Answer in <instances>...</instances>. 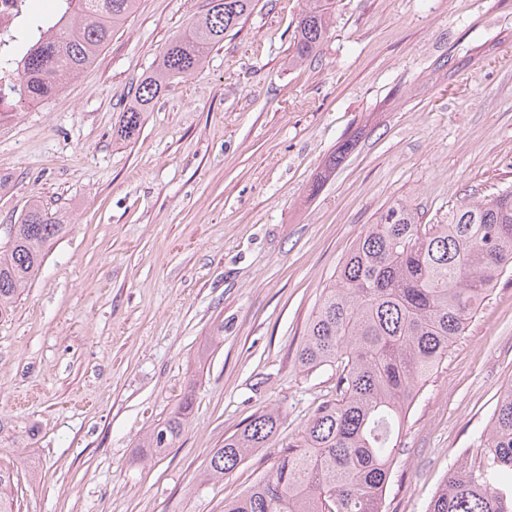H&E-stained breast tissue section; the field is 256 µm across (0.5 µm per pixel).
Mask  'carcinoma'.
<instances>
[{
    "label": "carcinoma",
    "mask_w": 512,
    "mask_h": 512,
    "mask_svg": "<svg viewBox=\"0 0 512 512\" xmlns=\"http://www.w3.org/2000/svg\"><path fill=\"white\" fill-rule=\"evenodd\" d=\"M258 0H208L206 10L165 50L122 112L118 132L141 129L164 86L195 72L206 49L246 20ZM137 0H61L28 20L36 40L22 55L0 49V71L21 69L15 102L38 107L80 76L136 9ZM331 0H306L293 58L316 53L329 30ZM66 229L33 201L10 226L0 255V316L40 267L46 246ZM512 271V187L462 200L442 224H424L401 199L360 235L326 288L306 330L300 365L336 370L335 398L308 420L272 470L224 512H382L407 410L419 386L463 332L488 289ZM193 408L187 396L147 433L146 447H174ZM280 414L265 409L224 438L206 477L220 479L276 432ZM426 512H512V386L465 450ZM13 472L0 465V512H15Z\"/></svg>",
    "instance_id": "1"
}]
</instances>
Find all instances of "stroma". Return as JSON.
Listing matches in <instances>:
<instances>
[{
    "mask_svg": "<svg viewBox=\"0 0 512 512\" xmlns=\"http://www.w3.org/2000/svg\"><path fill=\"white\" fill-rule=\"evenodd\" d=\"M207 2L138 0L76 80L0 115V252L33 200L68 224L0 319L19 512H224L335 393L334 369L298 357L365 228L399 199L435 224L512 186V0H332L300 65L305 0H258L121 139L137 85ZM510 386L512 272L418 391L383 512H425ZM187 394L181 436L152 456L143 435ZM270 408L265 446L204 482ZM279 421L280 414L277 410L265 409L255 414L243 429L226 437L224 445L213 451L206 469V477L223 478L254 449L264 447L267 440L276 432Z\"/></svg>",
    "mask_w": 512,
    "mask_h": 512,
    "instance_id": "1",
    "label": "stroma"
}]
</instances>
